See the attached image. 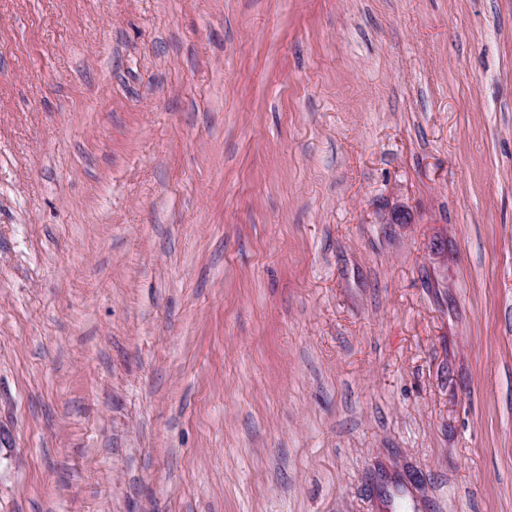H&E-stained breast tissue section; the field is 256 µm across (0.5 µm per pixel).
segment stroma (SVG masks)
<instances>
[{
	"label": "stroma",
	"mask_w": 512,
	"mask_h": 512,
	"mask_svg": "<svg viewBox=\"0 0 512 512\" xmlns=\"http://www.w3.org/2000/svg\"><path fill=\"white\" fill-rule=\"evenodd\" d=\"M0 512H512V0H0Z\"/></svg>",
	"instance_id": "stroma-1"
}]
</instances>
